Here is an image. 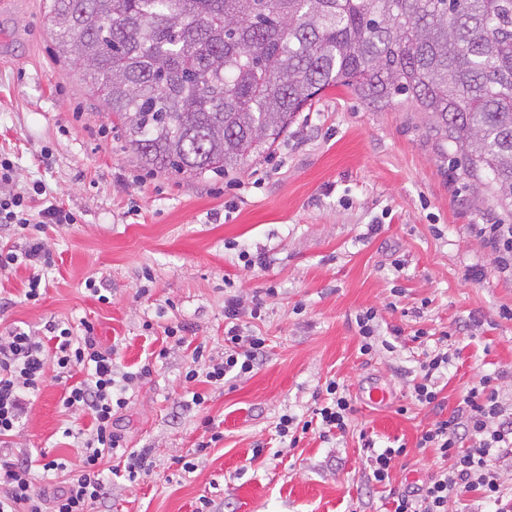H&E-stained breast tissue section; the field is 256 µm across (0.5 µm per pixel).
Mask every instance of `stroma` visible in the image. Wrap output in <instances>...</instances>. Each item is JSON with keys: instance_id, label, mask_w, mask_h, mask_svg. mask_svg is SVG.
Instances as JSON below:
<instances>
[{"instance_id": "stroma-1", "label": "stroma", "mask_w": 512, "mask_h": 512, "mask_svg": "<svg viewBox=\"0 0 512 512\" xmlns=\"http://www.w3.org/2000/svg\"><path fill=\"white\" fill-rule=\"evenodd\" d=\"M48 4L0 0V153L15 164L13 191L46 187L33 221L51 204L75 221L41 235L55 264L39 302L24 297L32 267L0 269V334L41 335L52 323L78 333L88 322L115 348V373L135 374L114 430L153 466L132 480L110 462L92 512H197L204 499L209 512H390L395 493L449 468L418 441L482 378L512 412V275L477 232L512 224V213L474 186L423 112L399 100L377 109L332 88L271 153L234 173L162 172L126 147L81 67L58 59ZM231 301L243 335L264 338L262 362L220 387L186 385L192 344L223 355ZM368 309L378 330L364 355L356 317ZM178 325L187 344L167 335ZM440 346L451 361L435 410L413 385ZM331 379L354 407L346 431L281 438L280 415L311 419ZM373 383L387 403L367 402ZM193 390L202 406H189ZM63 392L46 378L12 446L74 471L91 418L66 409ZM399 446L389 482H375L372 451Z\"/></svg>"}]
</instances>
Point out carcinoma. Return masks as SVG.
I'll use <instances>...</instances> for the list:
<instances>
[{
    "mask_svg": "<svg viewBox=\"0 0 512 512\" xmlns=\"http://www.w3.org/2000/svg\"><path fill=\"white\" fill-rule=\"evenodd\" d=\"M47 21L154 169L224 175L342 87L415 104L512 210V0H51Z\"/></svg>",
    "mask_w": 512,
    "mask_h": 512,
    "instance_id": "1",
    "label": "carcinoma"
}]
</instances>
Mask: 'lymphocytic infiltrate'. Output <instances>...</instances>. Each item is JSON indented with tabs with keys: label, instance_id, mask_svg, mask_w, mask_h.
<instances>
[{
	"label": "lymphocytic infiltrate",
	"instance_id": "1",
	"mask_svg": "<svg viewBox=\"0 0 512 512\" xmlns=\"http://www.w3.org/2000/svg\"><path fill=\"white\" fill-rule=\"evenodd\" d=\"M13 177V161L0 155V225L26 241L20 250L0 247V269L21 262L34 267L25 298L36 303L42 296L41 272L53 263L40 234L45 224H69L73 217L51 205L43 211L44 223H31L27 217L29 202L32 196L42 195L45 188L37 182L31 193L11 191ZM236 316L235 307H228L223 357L206 355L203 346H195L186 382L203 378L216 386L223 384L227 374L241 378L253 373L265 340L258 336L243 338ZM51 331L48 340L21 329L0 336V445L20 427L31 393L38 390L51 371L65 384L64 406L88 412L92 419L83 440L80 471L65 485L49 492L37 487L31 459L1 461L0 512H90L106 490L101 464L114 456L120 446L113 417L127 400L115 380L112 349L98 345L94 328L88 323L79 336L59 324ZM325 391V401L314 411L315 421L301 422L295 416L281 415L276 426L279 435L289 436L296 429L306 432L314 426L323 434L345 431L353 412L351 400L336 381H329ZM502 414L497 390L490 379H482L479 386L469 390L462 407L437 421L419 440L420 447L436 449L441 457L452 458L450 468L432 477L419 492L395 495L392 512H447L452 498L471 491L496 504V512H512V498H505L497 474L489 466L500 448L512 447V420L503 419Z\"/></svg>",
	"mask_w": 512,
	"mask_h": 512
}]
</instances>
